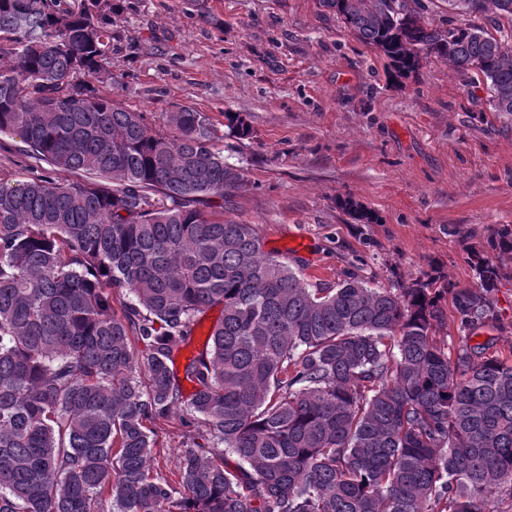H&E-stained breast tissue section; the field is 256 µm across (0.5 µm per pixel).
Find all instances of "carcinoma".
<instances>
[{"mask_svg":"<svg viewBox=\"0 0 512 512\" xmlns=\"http://www.w3.org/2000/svg\"><path fill=\"white\" fill-rule=\"evenodd\" d=\"M406 78L436 55L512 113V0H322ZM114 0H0V135L80 181L0 174V512H498L512 496V354L500 322L512 225L468 252L478 283L430 276L314 288L252 224L200 205L244 185L205 112L144 113L96 92L112 76ZM230 134L249 123L224 113ZM353 219L376 215L350 199ZM131 299L112 305V291ZM223 306L191 357L199 315ZM143 344L136 350L134 342ZM188 407L182 490L153 466L152 424ZM448 0H419L420 12L426 21L434 26L448 27V18L456 20L454 14L448 13ZM496 293L497 308L503 317V330L485 328L481 331V337L476 340L483 342L490 338L496 344V348L508 353L512 347V281H504ZM222 317V306H213L208 309L203 315H201L202 326L198 327L194 333V337L187 349L182 354L175 357L174 362V373L178 376V379L183 384V390L186 395L189 394L191 386L188 382L183 381L184 376V365L186 363L185 357L190 356L191 353L197 354L205 349V341L208 331L216 324L217 321Z\"/></svg>","mask_w":512,"mask_h":512,"instance_id":"1","label":"carcinoma"}]
</instances>
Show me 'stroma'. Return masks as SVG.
Listing matches in <instances>:
<instances>
[{
  "instance_id": "obj_1",
  "label": "stroma",
  "mask_w": 512,
  "mask_h": 512,
  "mask_svg": "<svg viewBox=\"0 0 512 512\" xmlns=\"http://www.w3.org/2000/svg\"><path fill=\"white\" fill-rule=\"evenodd\" d=\"M121 4L116 80L100 94L156 128L181 107L209 113L246 178L224 216L255 225L264 252L321 287L348 271L384 288L436 273L475 285L468 251L512 225V114L492 111L486 86L435 56L391 79L386 58L320 0ZM228 111L249 138L229 136ZM348 197L377 223L351 219L336 204ZM183 415L155 425V465L174 481Z\"/></svg>"
}]
</instances>
